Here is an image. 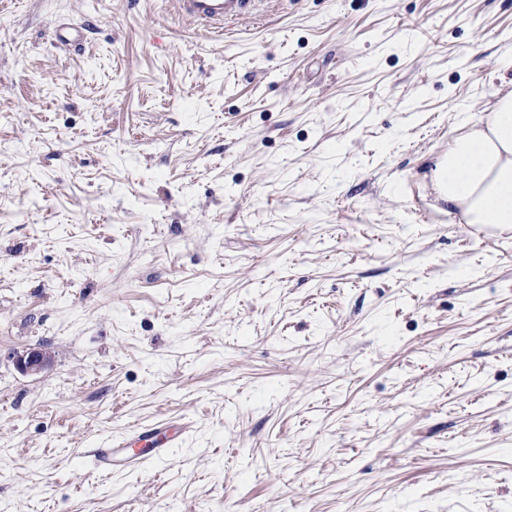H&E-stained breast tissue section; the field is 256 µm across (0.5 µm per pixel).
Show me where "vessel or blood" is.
Listing matches in <instances>:
<instances>
[{
  "label": "vessel or blood",
  "mask_w": 512,
  "mask_h": 512,
  "mask_svg": "<svg viewBox=\"0 0 512 512\" xmlns=\"http://www.w3.org/2000/svg\"><path fill=\"white\" fill-rule=\"evenodd\" d=\"M178 11L209 32H223L228 20H240L254 12L258 0H174ZM185 422L159 421L139 427L120 441L94 448L92 463L100 474L111 473L115 464L137 469L167 457L188 432Z\"/></svg>",
  "instance_id": "1"
}]
</instances>
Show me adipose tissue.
<instances>
[{
  "label": "adipose tissue",
  "mask_w": 512,
  "mask_h": 512,
  "mask_svg": "<svg viewBox=\"0 0 512 512\" xmlns=\"http://www.w3.org/2000/svg\"><path fill=\"white\" fill-rule=\"evenodd\" d=\"M439 195L462 223L512 230V94L492 112L466 122L444 154Z\"/></svg>",
  "instance_id": "obj_1"
}]
</instances>
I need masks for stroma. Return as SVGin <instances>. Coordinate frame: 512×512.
<instances>
[{
	"label": "stroma",
	"mask_w": 512,
	"mask_h": 512,
	"mask_svg": "<svg viewBox=\"0 0 512 512\" xmlns=\"http://www.w3.org/2000/svg\"><path fill=\"white\" fill-rule=\"evenodd\" d=\"M509 93L512 0H0V512H512V234L426 178ZM258 0H174L178 11L211 33L224 32V21L240 20L256 9ZM190 428V423L159 421L139 427L122 441L112 442V437L108 438L106 444L93 448L91 452L95 472L112 474L121 450H125L121 465L127 470L162 460L167 457L170 448L183 441Z\"/></svg>",
	"instance_id": "obj_1"
}]
</instances>
